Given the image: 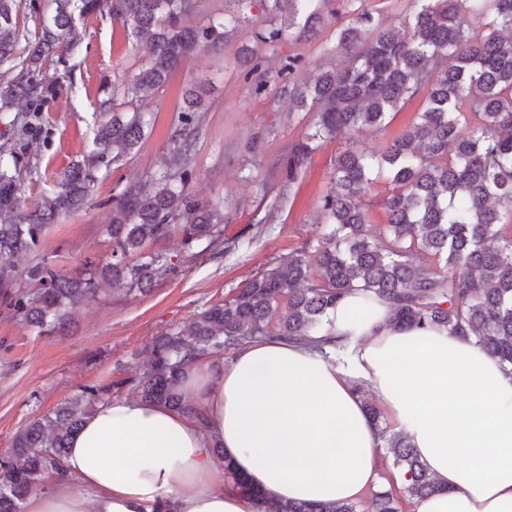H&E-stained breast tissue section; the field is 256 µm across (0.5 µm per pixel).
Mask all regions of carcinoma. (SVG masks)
I'll list each match as a JSON object with an SVG mask.
<instances>
[{
	"mask_svg": "<svg viewBox=\"0 0 512 512\" xmlns=\"http://www.w3.org/2000/svg\"><path fill=\"white\" fill-rule=\"evenodd\" d=\"M28 0L33 26L20 24L22 0H0V112H12L0 144V286L15 278L14 259L33 252L46 225L92 205L97 173L134 151L145 135L138 112L112 116L97 130L100 150L57 175L52 196L27 205L25 181L37 164L17 150L42 130L43 116L62 83L42 79L49 63L72 78L69 61L79 55V24L102 11L144 41L151 61L136 75L112 83V97L144 98L166 84L171 72L208 43L229 40L245 27L265 49L312 38L337 21V48L348 55L341 68L304 72L305 58L285 57L278 76H288L278 96L310 113L309 132L279 161L284 181L306 167L322 143L350 131L383 133L391 113L419 104L415 119L381 149L347 146L334 161L331 186L320 199V223L332 228L317 244H304L278 265L245 282L228 299L198 313L149 345L147 365L133 375L83 387L21 427L0 458V512H22L29 494L47 489L45 479L64 470L73 436L97 404L114 393L157 403L205 426L202 408L186 401L181 383L197 362L267 338L317 349L328 310L359 291L388 301L398 327L438 326L453 336L473 337L491 356L512 368V0H410L400 25L375 20L367 8L344 0H265L267 18H253L252 0H228L224 17L208 26L184 24L196 0ZM266 56L252 51L239 59L246 91H269ZM202 95L190 91L171 137L166 169L126 186L112 197L110 260H85L63 274L47 257L27 271L29 291L3 292L5 305L24 323L65 334L70 309L100 298L103 285L129 293L149 291L174 274L181 259L153 253L146 244L177 233L184 245L199 242L214 254L224 244L229 217L219 203L192 199L196 137L203 124ZM389 185L381 201L386 222L369 233L374 182ZM286 301L276 314L274 303ZM393 465L406 483L373 494L375 512H408L414 501L437 490L410 439L381 424ZM232 489L258 502L259 512H358L355 502L312 505L271 502L224 465Z\"/></svg>",
	"mask_w": 512,
	"mask_h": 512,
	"instance_id": "carcinoma-1",
	"label": "carcinoma"
}]
</instances>
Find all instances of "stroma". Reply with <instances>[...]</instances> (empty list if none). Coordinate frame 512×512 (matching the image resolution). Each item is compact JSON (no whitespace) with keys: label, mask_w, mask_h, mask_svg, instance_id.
I'll return each instance as SVG.
<instances>
[{"label":"stroma","mask_w":512,"mask_h":512,"mask_svg":"<svg viewBox=\"0 0 512 512\" xmlns=\"http://www.w3.org/2000/svg\"><path fill=\"white\" fill-rule=\"evenodd\" d=\"M81 31L82 51L72 80L63 85L56 106L45 113L42 136L27 143L38 166L25 183L30 202L50 195L55 173L93 150L98 124L109 118L99 109L104 85L138 73L149 62L147 48L137 45L109 15L90 17ZM253 43L252 29L239 30L234 38L210 45L173 72L145 103L149 127L140 146L98 180L92 206L48 225L39 249L19 258L13 285L19 292L26 289L27 268L41 257H49L64 273L88 257L108 259L112 240L106 226L113 194L163 169L182 95L194 86L203 89L206 121L188 190L202 201L223 199L231 218L224 227L223 254L204 251L185 257L177 234L154 242L150 252L183 256L178 274L146 294L115 289L78 307L65 336H48L16 321L0 302V455L21 426L85 385L133 374L145 363L147 346L155 336L183 326L303 242L315 240L320 230L317 206L330 185L337 144H323L294 182L283 183L277 163L307 132L310 115L289 112L287 100L275 95L246 92L233 62L242 46ZM291 53L302 54L313 73L343 62L332 25L313 40L268 51L269 69H276Z\"/></svg>","instance_id":"obj_1"}]
</instances>
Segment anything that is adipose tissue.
I'll return each mask as SVG.
<instances>
[{
	"label": "adipose tissue",
	"mask_w": 512,
	"mask_h": 512,
	"mask_svg": "<svg viewBox=\"0 0 512 512\" xmlns=\"http://www.w3.org/2000/svg\"><path fill=\"white\" fill-rule=\"evenodd\" d=\"M391 314L359 293L330 312L325 333L353 351L344 366L276 339L241 347L221 372L198 365L184 388L205 410L202 427L156 404L98 405L52 491L32 495L26 512H256L252 498L222 489L227 462L275 501L357 500L384 453L359 383L439 486L415 512H512V375L475 339L400 329Z\"/></svg>",
	"instance_id": "1"
}]
</instances>
